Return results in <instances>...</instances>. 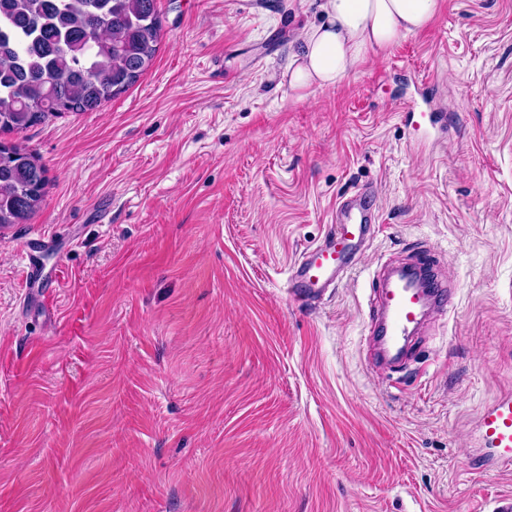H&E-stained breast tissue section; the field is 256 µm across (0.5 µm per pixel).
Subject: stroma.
Returning <instances> with one entry per match:
<instances>
[{
  "label": "stroma",
  "mask_w": 512,
  "mask_h": 512,
  "mask_svg": "<svg viewBox=\"0 0 512 512\" xmlns=\"http://www.w3.org/2000/svg\"><path fill=\"white\" fill-rule=\"evenodd\" d=\"M319 0H157L150 68L15 135L48 169L0 228V512H498L477 422L512 392V0H439L296 99ZM371 187L379 230L317 306L291 262ZM61 268L24 296L27 241ZM455 290L414 361L368 351L373 274Z\"/></svg>",
  "instance_id": "1"
}]
</instances>
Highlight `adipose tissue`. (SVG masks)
Masks as SVG:
<instances>
[{
  "instance_id": "1",
  "label": "adipose tissue",
  "mask_w": 512,
  "mask_h": 512,
  "mask_svg": "<svg viewBox=\"0 0 512 512\" xmlns=\"http://www.w3.org/2000/svg\"><path fill=\"white\" fill-rule=\"evenodd\" d=\"M320 9L323 21L303 27L289 52L288 86L300 98L428 27L437 0H322Z\"/></svg>"
}]
</instances>
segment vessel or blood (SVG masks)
<instances>
[{
	"instance_id": "1",
	"label": "vessel or blood",
	"mask_w": 512,
	"mask_h": 512,
	"mask_svg": "<svg viewBox=\"0 0 512 512\" xmlns=\"http://www.w3.org/2000/svg\"><path fill=\"white\" fill-rule=\"evenodd\" d=\"M374 201L372 189L363 187L338 203L335 223L323 241L302 252L289 267L287 292L294 303H320L357 267L377 229ZM454 296V288L442 278H432L429 288L423 289L411 282L404 268L381 269L373 290V360L388 368L411 361L426 318L448 310ZM479 428L492 450L493 462L511 465L512 393L501 396L482 413Z\"/></svg>"
}]
</instances>
